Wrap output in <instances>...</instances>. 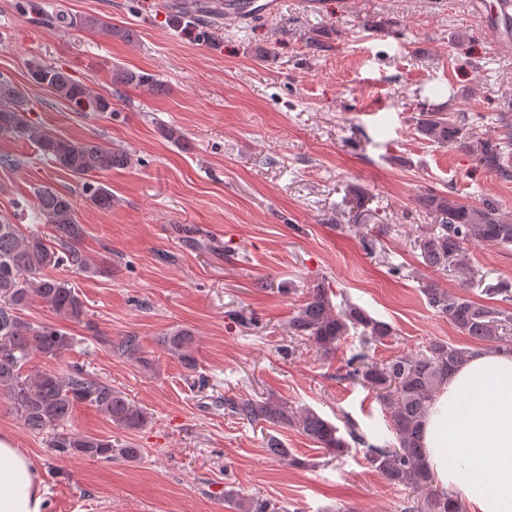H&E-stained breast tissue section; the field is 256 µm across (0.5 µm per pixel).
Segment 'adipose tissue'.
Instances as JSON below:
<instances>
[{
	"label": "adipose tissue",
	"mask_w": 512,
	"mask_h": 512,
	"mask_svg": "<svg viewBox=\"0 0 512 512\" xmlns=\"http://www.w3.org/2000/svg\"><path fill=\"white\" fill-rule=\"evenodd\" d=\"M422 446L472 512H512V353L481 350L436 393ZM42 468L0 434V512H47Z\"/></svg>",
	"instance_id": "1"
}]
</instances>
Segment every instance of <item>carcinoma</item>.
Instances as JSON below:
<instances>
[{"label":"carcinoma","mask_w":512,"mask_h":512,"mask_svg":"<svg viewBox=\"0 0 512 512\" xmlns=\"http://www.w3.org/2000/svg\"><path fill=\"white\" fill-rule=\"evenodd\" d=\"M67 27L102 29L127 43L137 39L135 31L119 28L98 16H60ZM205 23L194 0L174 5L173 24L185 21ZM30 81L45 85L61 100L95 115L112 112V97L120 96L128 86L165 91L155 75L116 66L111 71L112 94L93 95L60 68L40 62L29 64ZM29 100L25 91L8 78H0V133H10L32 142L40 156L59 170L83 180L82 194L100 209L112 208V193L89 177L122 168L129 155L119 149L92 140L76 141L47 132L29 119ZM418 137L442 148H454L475 155L476 166L512 179V167L503 158L512 154V123L502 118L498 135L473 143L472 117L442 103L423 109L415 121ZM35 205L41 221L52 228L47 238L26 231L20 224L0 222V394L8 396L9 411L33 433L49 434L48 447L61 453L78 454L90 459L110 460L114 454L134 459L138 448H115L112 441L69 432L64 425L79 404L94 407L125 431H136L149 422L148 413L130 401L118 388L90 374L80 365L67 370L45 369L24 372L31 352L47 361H58L75 345V338L50 323H34L23 311L38 303L46 305L58 317L80 322L86 314L85 302L71 282L47 273V270L91 269L92 262L83 253L85 235L73 197L51 186L35 192ZM417 215L430 220L421 225L417 247L422 263L437 271L454 274L458 291L429 286L424 289L427 305L434 313L463 335L484 342L494 351L512 352V282L500 280L484 292L495 303L479 304L465 295L480 285L475 270L462 258L464 245H512V220L489 201L466 203L447 192L424 190L413 198ZM333 291L323 282L312 285L308 298L288 321L291 340L304 342L328 353L342 338L355 331L368 346L393 335L390 324L372 317L366 310L346 302L335 305ZM167 350L183 367L194 372L197 361L192 353L193 334L177 329L163 337ZM471 350L445 340H431L423 349L398 355L387 361L369 360L365 351L347 359V376L374 393L389 414L394 440L372 442L351 419L346 434L313 410L293 407L270 395L266 398L229 396L224 398V414L249 424L266 422L295 426L307 438L332 456H340L351 444L365 448V458L390 484L407 491L403 512H462L458 496L434 489V478L421 447V431L431 402L448 377L464 365ZM224 500L238 512H278L271 500L262 496H239L224 491Z\"/></svg>","instance_id":"1"}]
</instances>
